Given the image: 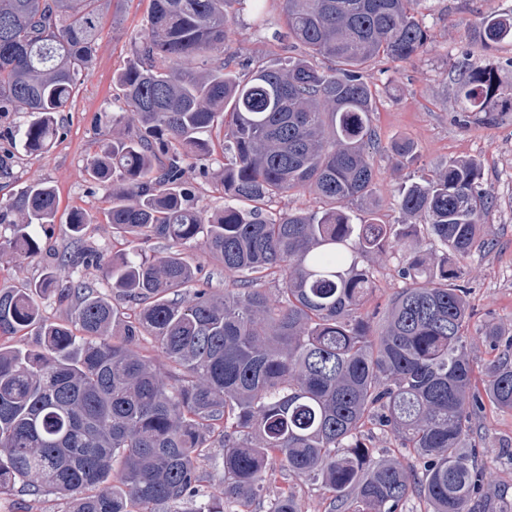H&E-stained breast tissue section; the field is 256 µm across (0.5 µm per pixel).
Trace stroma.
Masks as SVG:
<instances>
[{
	"label": "stroma",
	"mask_w": 512,
	"mask_h": 512,
	"mask_svg": "<svg viewBox=\"0 0 512 512\" xmlns=\"http://www.w3.org/2000/svg\"><path fill=\"white\" fill-rule=\"evenodd\" d=\"M148 4L149 0H106L104 28L93 63L83 73L63 114L62 128L49 148L29 153L21 146L18 132L29 122V113L0 114V199L33 182L52 186L59 198L56 217L42 234L51 246L50 253L29 259L16 257L7 246L12 237L9 226H0V288L38 282L49 264L69 252L72 211L83 212L90 220L82 237L86 252L102 261L119 247L104 216L108 190L91 177L88 162L113 136L135 134L134 127L112 123L119 106L112 75L128 62ZM509 9L512 0H420L418 18L430 33L424 51L405 61L377 58L364 72L375 95L373 124L385 150L376 157V195L349 204L360 214L376 209L384 223H402L404 215L397 202L400 185L428 178L452 158L480 159L483 184L495 204L485 218L483 246L458 261L470 290V353L480 381L485 378L483 367L494 353L483 343L479 328L494 322L512 333V112L491 125L478 115L460 112L454 95L455 65L463 55H473L498 67L504 89H512V44L485 51L475 32L480 17ZM232 12L235 31L224 47V56L239 76L287 57L285 46L273 38L285 29L281 0H264L259 14L252 0H234ZM398 138L414 142V161L403 163L387 152V145ZM402 260L399 250L364 259L378 285L368 310L384 311L401 285L397 271ZM473 423V440L491 450L486 462L496 483L512 486V461L496 453L497 448L512 444V411L489 406Z\"/></svg>",
	"instance_id": "1"
}]
</instances>
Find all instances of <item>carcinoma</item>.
I'll use <instances>...</instances> for the list:
<instances>
[{
    "mask_svg": "<svg viewBox=\"0 0 512 512\" xmlns=\"http://www.w3.org/2000/svg\"><path fill=\"white\" fill-rule=\"evenodd\" d=\"M233 2L149 0L144 31L112 77L121 92L112 124L138 134L112 138L89 169L112 190L105 218L126 244L105 267L112 295L140 310L120 318L109 296L62 283L53 266L35 284L0 289V339L30 335L0 342V491L35 504L52 491L71 512H234L279 471L321 482L326 512H350L353 502L357 512H403L414 492L432 512H512V498L488 494L479 453L460 452L484 402L512 411V336L493 322L480 329L496 355L478 389L469 288L454 263L478 242L493 204L480 161L450 159L400 187L399 226L344 206L375 192V98L364 69L425 48L416 0H282L285 37L305 53L245 79L224 62ZM476 29L487 48L511 43L512 11L484 15ZM101 30L102 0H0V112L31 114L20 131L26 150L58 136ZM321 57L334 66L320 67ZM456 85L463 112L488 123L512 112V92L490 64L464 56ZM216 126L222 141L205 136ZM225 141L234 161L214 179L231 203L209 213L194 204L186 173L194 164L207 177L203 161ZM389 150L402 162L415 155L407 139ZM298 189L322 206L277 218L260 210ZM57 209L56 190L42 183L0 199L18 256L42 254L37 228ZM86 224L71 214L74 243ZM422 233L437 246L431 257L418 246ZM153 239L167 250L143 253ZM394 246L404 249L403 286L378 330L366 310L375 277L360 259ZM191 247L224 267V294L187 256ZM51 294L71 304L70 321L42 318ZM147 340L168 378L142 353ZM368 424L413 450L423 480L374 457L362 438ZM216 446L219 496L200 466ZM266 512L302 510L282 488Z\"/></svg>",
    "mask_w": 512,
    "mask_h": 512,
    "instance_id": "1",
    "label": "carcinoma"
}]
</instances>
